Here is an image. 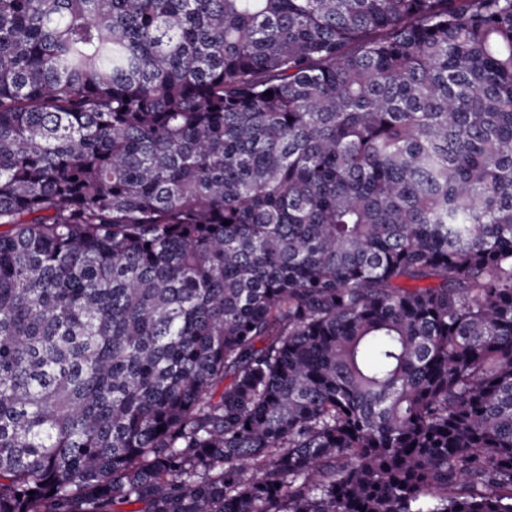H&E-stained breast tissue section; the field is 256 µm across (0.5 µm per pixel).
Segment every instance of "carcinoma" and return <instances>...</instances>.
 <instances>
[{
	"label": "carcinoma",
	"instance_id": "obj_1",
	"mask_svg": "<svg viewBox=\"0 0 512 512\" xmlns=\"http://www.w3.org/2000/svg\"><path fill=\"white\" fill-rule=\"evenodd\" d=\"M125 505L512 512V0H0V512Z\"/></svg>",
	"mask_w": 512,
	"mask_h": 512
}]
</instances>
